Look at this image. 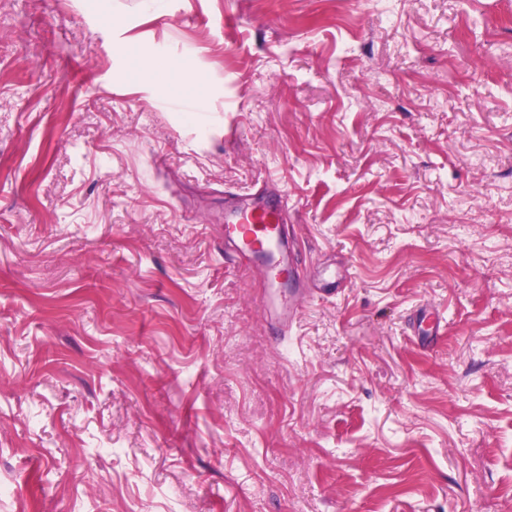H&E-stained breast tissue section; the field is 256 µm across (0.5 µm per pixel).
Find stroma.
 Segmentation results:
<instances>
[{"mask_svg":"<svg viewBox=\"0 0 512 512\" xmlns=\"http://www.w3.org/2000/svg\"><path fill=\"white\" fill-rule=\"evenodd\" d=\"M0 512H512V0H0ZM286 201L276 182L264 184L251 203L234 207L224 215V263L233 268L257 270L266 288H285L293 279L294 294L281 293L270 317L277 336H286L303 301L315 296L335 297L351 280L349 268L307 285L295 267L294 249L285 227ZM428 315L420 312L415 326V339L422 346L433 345L447 329V319L442 314H437L427 325Z\"/></svg>","mask_w":512,"mask_h":512,"instance_id":"stroma-1","label":"stroma"}]
</instances>
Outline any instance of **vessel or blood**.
<instances>
[{
	"mask_svg": "<svg viewBox=\"0 0 512 512\" xmlns=\"http://www.w3.org/2000/svg\"><path fill=\"white\" fill-rule=\"evenodd\" d=\"M286 201L276 182L265 183L251 203L228 210L224 216V261L234 268L257 270L267 287L279 289L271 324L277 335H287L303 302L313 297L333 298L351 279L350 271L312 282L300 283L291 294H284L288 281L298 280L294 250L285 227ZM447 329L444 315L420 314L415 339L433 345Z\"/></svg>",
	"mask_w": 512,
	"mask_h": 512,
	"instance_id": "b4317fda",
	"label": "vessel or blood"
}]
</instances>
